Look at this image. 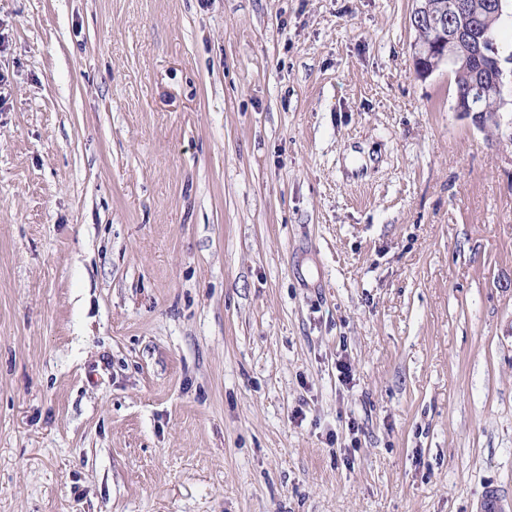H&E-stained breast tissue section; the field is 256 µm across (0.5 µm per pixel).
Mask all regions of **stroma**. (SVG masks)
I'll return each instance as SVG.
<instances>
[{
  "instance_id": "35a3bbf8",
  "label": "stroma",
  "mask_w": 512,
  "mask_h": 512,
  "mask_svg": "<svg viewBox=\"0 0 512 512\" xmlns=\"http://www.w3.org/2000/svg\"><path fill=\"white\" fill-rule=\"evenodd\" d=\"M412 6L0 0V512H512V112ZM496 69L497 75L492 86L501 91L506 84L512 83V58L506 57L505 59H497ZM451 72L454 76L455 97H464L471 92L467 97H459L456 99L453 106L454 112L463 114L473 113L480 114L482 116L488 113L489 122H491L495 127H498L499 122L497 114H500V110L502 112H507L510 107V111H512V100L506 99L504 95H501L498 98V107L497 93L490 85L495 77L494 63L491 59L481 57L480 62H469L464 66L459 64L457 69L452 70ZM477 84H487L486 89L490 90V92L485 95L484 99V88L478 86L475 89ZM496 112L497 114H495Z\"/></svg>"
}]
</instances>
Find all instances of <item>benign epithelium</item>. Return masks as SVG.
Listing matches in <instances>:
<instances>
[{
    "mask_svg": "<svg viewBox=\"0 0 512 512\" xmlns=\"http://www.w3.org/2000/svg\"><path fill=\"white\" fill-rule=\"evenodd\" d=\"M427 23L432 28L433 38L425 43H416L415 70L420 78H426L443 63L449 62L448 49L451 44L468 39L465 29L448 25V2L446 0H414L410 14V25ZM497 75L493 86L500 90L512 83V58L496 60ZM484 88L477 87L464 98H457L453 110L463 114H484L482 99Z\"/></svg>",
    "mask_w": 512,
    "mask_h": 512,
    "instance_id": "obj_1",
    "label": "benign epithelium"
}]
</instances>
